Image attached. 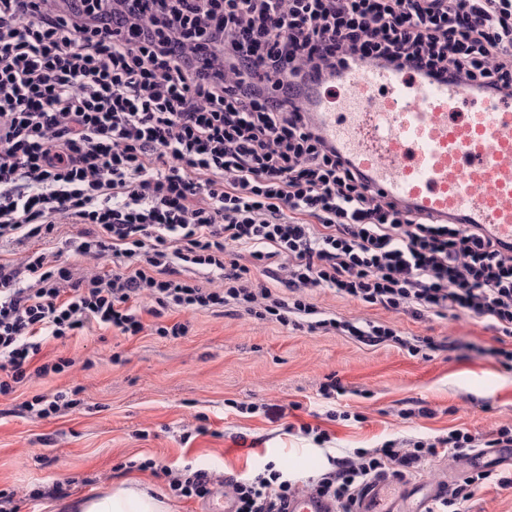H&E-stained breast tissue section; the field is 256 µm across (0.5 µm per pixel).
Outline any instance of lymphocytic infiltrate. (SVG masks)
Instances as JSON below:
<instances>
[{"mask_svg":"<svg viewBox=\"0 0 512 512\" xmlns=\"http://www.w3.org/2000/svg\"><path fill=\"white\" fill-rule=\"evenodd\" d=\"M353 64L512 97V0H0V247L27 250L0 257V395L72 367L37 363L44 344L93 325L136 336L147 315L170 339L207 311L414 356L447 347L337 317L316 290L482 323L512 371V242L372 190L310 119L305 98ZM65 223L81 265L49 247ZM481 439L456 428L355 449L303 486L270 463L224 486L235 512H286L306 492L350 512L370 480ZM482 440L511 448L512 425ZM137 467L174 496L213 493L207 471ZM489 477L467 472L428 512H461Z\"/></svg>","mask_w":512,"mask_h":512,"instance_id":"f902f5d3","label":"lymphocytic infiltrate"}]
</instances>
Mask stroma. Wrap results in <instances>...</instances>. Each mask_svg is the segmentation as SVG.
<instances>
[{
  "mask_svg": "<svg viewBox=\"0 0 512 512\" xmlns=\"http://www.w3.org/2000/svg\"><path fill=\"white\" fill-rule=\"evenodd\" d=\"M313 301L341 317L387 321L408 335L460 347L425 359L391 346L364 347L334 334L294 333L210 312L190 315L191 330L177 340L93 326L43 347L41 360L71 358L70 370L0 395V491L63 483L66 498L27 500L19 510L70 512L71 503L137 478L167 494L171 512H204L205 501L172 496L164 476L127 469V462L152 458L175 471L203 469L218 486L270 462L302 485L324 473L329 458L357 448L512 424V372L487 355L494 333L483 324L416 320L328 290L314 292ZM331 375L349 388L333 403L319 394ZM73 389L81 405L56 416L39 419L22 408L34 395ZM239 402L286 411L280 418L241 414ZM419 405L431 409V417H406V409ZM332 409L350 412V420H329ZM304 424L324 429L329 442L315 444L301 433ZM491 470L493 479L464 503L465 512H512V488L496 482L512 473V459L501 458Z\"/></svg>",
  "mask_w": 512,
  "mask_h": 512,
  "instance_id": "obj_1",
  "label": "stroma"
}]
</instances>
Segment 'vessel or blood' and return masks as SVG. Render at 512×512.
Listing matches in <instances>:
<instances>
[{
  "instance_id": "obj_1",
  "label": "vessel or blood",
  "mask_w": 512,
  "mask_h": 512,
  "mask_svg": "<svg viewBox=\"0 0 512 512\" xmlns=\"http://www.w3.org/2000/svg\"><path fill=\"white\" fill-rule=\"evenodd\" d=\"M320 129L381 189L443 218L468 217L512 241V99L479 97L461 82L422 80L411 67L347 70L313 98ZM414 486L374 482L353 512H423ZM288 512H336L315 494Z\"/></svg>"
}]
</instances>
